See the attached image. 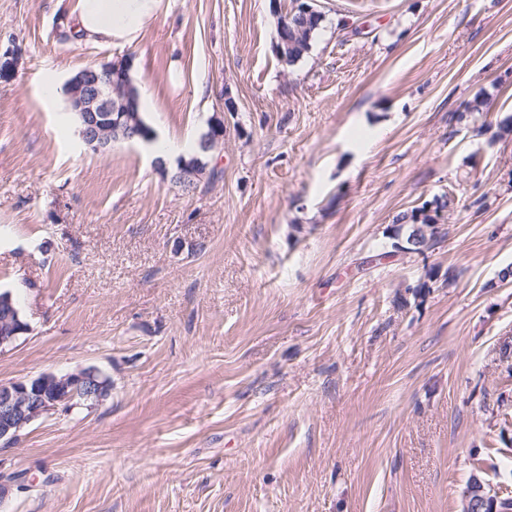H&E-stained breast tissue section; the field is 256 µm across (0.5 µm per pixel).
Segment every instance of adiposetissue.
Masks as SVG:
<instances>
[{
	"label": "adipose tissue",
	"mask_w": 512,
	"mask_h": 512,
	"mask_svg": "<svg viewBox=\"0 0 512 512\" xmlns=\"http://www.w3.org/2000/svg\"><path fill=\"white\" fill-rule=\"evenodd\" d=\"M156 0H77L76 29L84 39L130 44L151 20Z\"/></svg>",
	"instance_id": "adipose-tissue-1"
}]
</instances>
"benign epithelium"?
Segmentation results:
<instances>
[{"mask_svg": "<svg viewBox=\"0 0 512 512\" xmlns=\"http://www.w3.org/2000/svg\"><path fill=\"white\" fill-rule=\"evenodd\" d=\"M306 28L290 26V16L278 22L275 44L278 56L288 58V50L300 47ZM130 64L114 61L89 66L65 84L69 108L78 114L83 129L81 139L86 148L103 154L112 139L139 137L133 104L127 93ZM199 179L196 170L177 161L172 181L182 188ZM29 331L20 311L15 308L13 294L0 290V352L13 346ZM112 392V379L96 367H85L67 373L45 372L37 376L0 384V447L18 442L22 431L32 422L67 412L77 406L92 408L106 401ZM507 489L491 490L478 474H472L462 495L463 512H501L499 503Z\"/></svg>", "mask_w": 512, "mask_h": 512, "instance_id": "benign-epithelium-1", "label": "benign epithelium"}]
</instances>
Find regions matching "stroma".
Instances as JSON below:
<instances>
[{
	"instance_id": "obj_1",
	"label": "stroma",
	"mask_w": 512,
	"mask_h": 512,
	"mask_svg": "<svg viewBox=\"0 0 512 512\" xmlns=\"http://www.w3.org/2000/svg\"><path fill=\"white\" fill-rule=\"evenodd\" d=\"M292 5L158 0L122 45L67 38L75 0H0V289L30 327L0 384L112 379L0 447V512H459L488 456L512 489V0H316L290 67ZM125 57L156 131L223 119L220 180L86 149L47 86ZM448 193L433 249L376 261ZM311 0H296L295 1V11L299 10L300 14L304 16L305 18L309 17H316L317 16V10L312 5ZM291 15H283L280 17L278 22V38L277 42L275 44L276 52L278 53V56L283 57L285 60H288V66L294 65L296 61L309 51L311 47V41L313 39L314 34L319 30L321 27V24L324 20V15L318 19H299V22L304 25L306 24L307 27H299V26H291L290 21ZM291 27L292 37L291 40H288V31ZM307 28V29H306ZM305 31H309L310 34V40L307 46L304 48L303 51H298L295 54H292L288 57V50H294L295 48H299L301 43H296L295 41L297 39H301L304 41ZM303 55V56H302Z\"/></svg>"
}]
</instances>
